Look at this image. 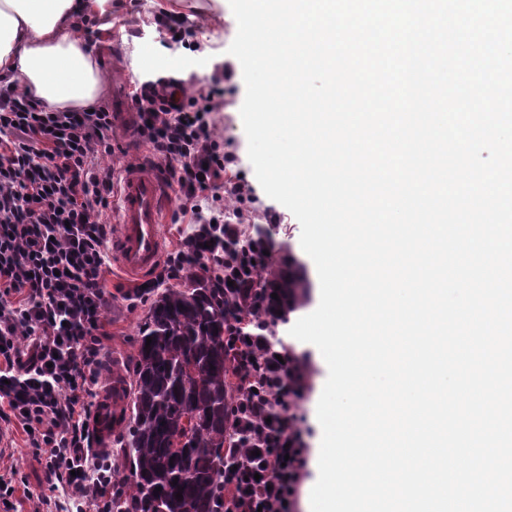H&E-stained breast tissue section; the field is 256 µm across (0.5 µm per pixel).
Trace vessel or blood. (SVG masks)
Here are the masks:
<instances>
[{"label":"vessel or blood","instance_id":"obj_1","mask_svg":"<svg viewBox=\"0 0 512 512\" xmlns=\"http://www.w3.org/2000/svg\"><path fill=\"white\" fill-rule=\"evenodd\" d=\"M169 188L163 175L145 166L125 173L116 207L119 232L112 254L126 272L144 275L157 267L164 253L165 204ZM112 432V393L99 399L97 434L107 443Z\"/></svg>","mask_w":512,"mask_h":512}]
</instances>
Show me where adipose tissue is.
I'll use <instances>...</instances> for the list:
<instances>
[{
    "instance_id": "ef3b65f1",
    "label": "adipose tissue",
    "mask_w": 512,
    "mask_h": 512,
    "mask_svg": "<svg viewBox=\"0 0 512 512\" xmlns=\"http://www.w3.org/2000/svg\"><path fill=\"white\" fill-rule=\"evenodd\" d=\"M111 10L112 0H0V79L50 109L90 110L105 73L96 42L80 37L78 25Z\"/></svg>"
}]
</instances>
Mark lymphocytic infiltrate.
<instances>
[{"mask_svg":"<svg viewBox=\"0 0 512 512\" xmlns=\"http://www.w3.org/2000/svg\"><path fill=\"white\" fill-rule=\"evenodd\" d=\"M229 63L185 94L182 79L161 76L132 95L138 143L148 147L166 182L191 204L193 231L167 255L156 282L192 273L224 276L227 244L252 214L231 221L225 196L253 188L228 174L235 162L217 134ZM113 113L57 112L19 88L0 87V420L27 427V445L44 459L46 480L77 506L112 512L122 491L109 455L94 451L89 398L104 350L103 313L116 170ZM289 458L278 480L258 475L233 488L232 512H293L305 479L300 430L276 424Z\"/></svg>","mask_w":512,"mask_h":512,"instance_id":"1","label":"lymphocytic infiltrate"}]
</instances>
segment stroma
<instances>
[{"label": "stroma", "instance_id": "stroma-1", "mask_svg": "<svg viewBox=\"0 0 512 512\" xmlns=\"http://www.w3.org/2000/svg\"><path fill=\"white\" fill-rule=\"evenodd\" d=\"M168 12L183 16L196 32L201 44L198 51L171 48L153 22L156 15ZM237 33V22L228 0H112V29L99 33L96 41L101 51L102 67L109 78L110 92L102 103L131 96L137 83L147 77L173 75L185 80L211 76L217 64L230 61L228 48ZM245 98L241 67H234L233 77L224 85V108L216 116L217 132L229 150L237 156V172L254 187L256 205L271 210L272 219L257 218L258 227L274 243L277 253L292 256L306 267L311 283L319 278L313 261L300 245L301 226L283 205L269 198L259 187L248 158V143L240 108ZM141 278L125 274L111 265L106 293L111 305L103 323L107 333L106 351L99 374L107 382L118 372L124 381L132 379V364L137 355L139 325L146 315L152 294L140 293ZM312 390L299 404L306 446L307 476L301 487L296 512H311L310 493L319 475L318 458L322 429L316 408L328 376L324 358L311 364ZM22 426L0 422V466L16 471L14 504L17 512H31L36 495L62 498L51 490L44 474V463L27 446Z\"/></svg>", "mask_w": 512, "mask_h": 512}]
</instances>
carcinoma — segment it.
Instances as JSON below:
<instances>
[{
	"label": "carcinoma",
	"mask_w": 512,
	"mask_h": 512,
	"mask_svg": "<svg viewBox=\"0 0 512 512\" xmlns=\"http://www.w3.org/2000/svg\"><path fill=\"white\" fill-rule=\"evenodd\" d=\"M237 264L254 272L247 288H220L202 272L187 286L156 291L140 325L131 389H122L123 409L112 413L129 489L112 512H219L224 487L247 467L238 449L254 443L248 418L259 410L282 420L288 389L309 390L308 361L278 337L279 325L310 302L305 269L276 259L268 237L255 235L227 250L224 275ZM259 348L288 358L284 395L271 393L281 375L251 360Z\"/></svg>",
	"instance_id": "carcinoma-1"
}]
</instances>
